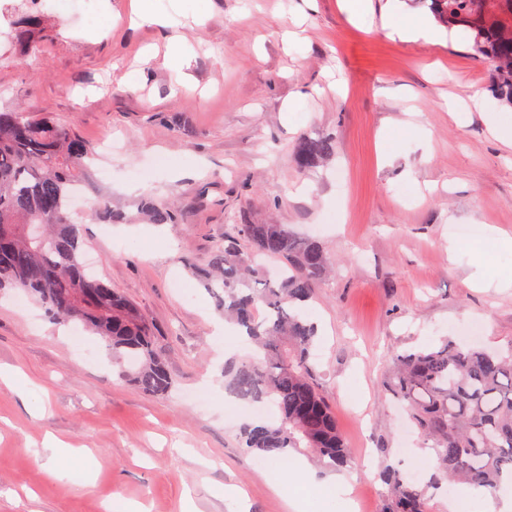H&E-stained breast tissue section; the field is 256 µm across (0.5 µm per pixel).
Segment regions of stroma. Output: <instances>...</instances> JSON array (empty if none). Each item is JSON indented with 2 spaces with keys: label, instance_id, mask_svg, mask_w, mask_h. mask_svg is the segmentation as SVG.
<instances>
[{
  "label": "stroma",
  "instance_id": "stroma-1",
  "mask_svg": "<svg viewBox=\"0 0 512 512\" xmlns=\"http://www.w3.org/2000/svg\"><path fill=\"white\" fill-rule=\"evenodd\" d=\"M10 2L0 107L65 124L97 153L89 194L130 213L149 195L176 212L159 226H82L86 261L152 325L174 388L144 394L97 336L1 295L0 368L29 383L0 382V512H182L188 497L197 512H237L222 484L246 492L249 512H352L316 484L301 496L277 463L257 468L240 448L245 408L224 396L218 350L249 348L214 335L221 315L179 258L206 257L242 222L288 225L334 264L308 303L310 363L351 451L352 491L363 512H384L387 466L422 478L435 468L384 388L396 355L475 323L476 345L512 344V250H448L464 227L512 235V147L479 111H448L477 90L512 123L470 35L444 46L390 37L384 10L398 24L429 16L421 0H368L355 23L340 0H153L173 17L166 29L130 25L129 0H92L88 21L42 12L26 53L10 25L33 5ZM174 36L194 49L186 83L166 61ZM323 136L335 153L298 166V142ZM202 390L206 407L187 402ZM50 433L81 451L57 478Z\"/></svg>",
  "mask_w": 512,
  "mask_h": 512
}]
</instances>
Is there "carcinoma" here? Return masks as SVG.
<instances>
[{
	"label": "carcinoma",
	"mask_w": 512,
	"mask_h": 512,
	"mask_svg": "<svg viewBox=\"0 0 512 512\" xmlns=\"http://www.w3.org/2000/svg\"><path fill=\"white\" fill-rule=\"evenodd\" d=\"M431 9L439 23L472 33L475 54L492 64L496 95L512 107V0H431ZM39 22L38 14L18 17L13 39L20 50L32 47ZM335 148L329 137L305 138L294 156L306 168ZM92 160L89 147L63 125L0 108V292L20 290L50 318L82 325L104 341L120 378L164 397L174 381L150 324L82 262L85 220L125 219L107 194L96 195L89 213L72 208L80 173L89 171ZM141 212L153 224L176 218L152 197L141 201ZM255 255L280 263L275 280L256 276ZM181 262L254 346V355L224 362V391L252 408L271 402L278 409L275 418L245 419L243 451L276 458L302 449L326 469L346 467L349 448L308 366L317 329L303 305L330 270L321 243L285 224H231L209 257L184 255ZM385 388L408 411L436 468L422 485L409 482L399 467L386 471L384 512H429L428 489L448 481L490 494L512 484V347L489 352L443 337L396 355Z\"/></svg>",
	"instance_id": "obj_1"
}]
</instances>
